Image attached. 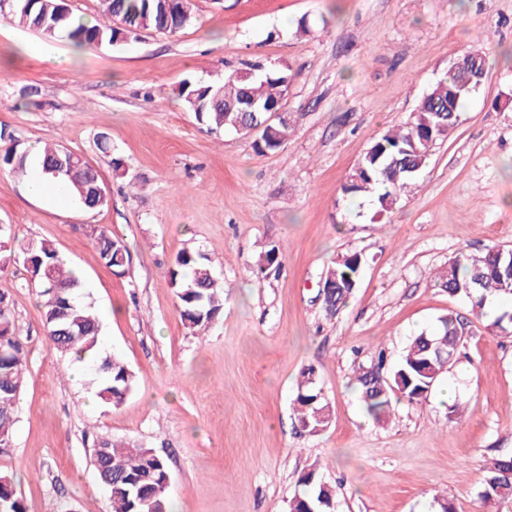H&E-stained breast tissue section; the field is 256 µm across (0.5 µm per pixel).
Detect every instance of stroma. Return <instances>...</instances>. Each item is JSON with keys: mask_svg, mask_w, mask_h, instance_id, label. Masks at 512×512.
Segmentation results:
<instances>
[{"mask_svg": "<svg viewBox=\"0 0 512 512\" xmlns=\"http://www.w3.org/2000/svg\"><path fill=\"white\" fill-rule=\"evenodd\" d=\"M478 43L487 77L411 192L381 215L347 200L341 187L368 145L405 125ZM74 53L77 65H60ZM271 63L290 74L292 133L277 151L198 122L180 95L184 83ZM1 129L0 157L55 143L99 172L108 203L87 211L30 197L26 177L0 160V224L20 244L52 241L80 267L101 353L121 356L136 378L120 406L94 401L92 365L76 367L47 340L22 263L0 272L27 352L0 472L26 512H112L91 462L98 436L166 459L171 512H287L313 465L336 487V512H440L444 501L456 512H512V502L479 499L486 464L512 454V337L488 331L437 281L458 252L512 248V0H192L176 33L147 29L79 50L0 18ZM94 226L124 240V275L101 263ZM272 243L282 268L258 278ZM187 248L207 254L224 282V314L202 335L184 327L169 286ZM352 252L358 286L328 317L321 278ZM451 310L467 323L458 363L426 397L368 418L358 367L380 352L397 363ZM310 366L331 418L304 436L292 400ZM446 384L461 415L440 398Z\"/></svg>", "mask_w": 512, "mask_h": 512, "instance_id": "35a3bbf8", "label": "stroma"}]
</instances>
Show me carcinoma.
<instances>
[{"label": "carcinoma", "instance_id": "cac0c4a2", "mask_svg": "<svg viewBox=\"0 0 512 512\" xmlns=\"http://www.w3.org/2000/svg\"><path fill=\"white\" fill-rule=\"evenodd\" d=\"M108 21L85 23L70 12L54 7L58 0H8L0 16L40 32L50 40L64 37L75 45H114L119 31L135 35L142 29H179L175 16L167 14V0H103ZM458 74H447L422 98L417 112L406 125L390 130L373 142L342 185L345 196L374 197L382 210L394 206L408 192L431 155L436 143L457 125L459 111L470 93L461 91L450 99L448 88ZM288 70L272 66L251 77L240 71L224 73L220 83L185 84L180 96L198 121L214 129L250 134L256 123L265 121L263 112H245L246 103L275 106L288 89ZM274 132L256 143L263 153L279 150L291 133L289 124L273 125ZM3 161L18 173L28 172L29 153L12 147ZM42 173L64 183L73 199L83 208L94 210L107 204L108 196L99 175L82 157L60 145L42 148ZM101 262L113 273L122 275L129 263L124 241L103 227L90 234ZM26 283L39 290L43 298V321L47 338L63 356L93 354L102 323L92 306L78 301L80 280L67 271L56 246L46 240L30 241L21 248ZM280 248L270 244L260 256L259 270L280 265ZM360 256L345 255L333 262L324 276L329 290L322 308L333 317L346 307L358 283ZM441 286L451 297L471 301L480 315L488 317L491 331L512 335V249L491 246L480 255L463 251L448 261L439 272ZM169 284L180 303V316L186 329L197 334L219 319L224 308V283L214 274L208 257L193 250L180 252L169 271ZM500 299L503 305L488 313L487 305ZM466 323L454 311L439 317L430 333L415 336L398 365L385 370L383 355L359 368L355 376L366 414L384 420L392 407L391 396L410 401L427 395L459 355ZM25 365L23 344L15 335L14 316L8 294L0 293V446L10 442L15 424L16 404L22 389ZM95 371L100 377L96 392L99 400L120 406L135 388L133 372L116 355L98 356ZM293 411L300 430L307 435L323 431L330 421V408L320 396L316 372L305 369L297 383ZM92 464L109 473L104 482L110 494L112 512H169L167 491L170 472L164 458L133 441L100 436L92 446ZM302 491L288 501V512H334L336 487L310 467L300 477ZM483 504L512 499V456L494 458L483 476ZM0 512H25L12 478L0 473Z\"/></svg>", "mask_w": 512, "mask_h": 512}]
</instances>
